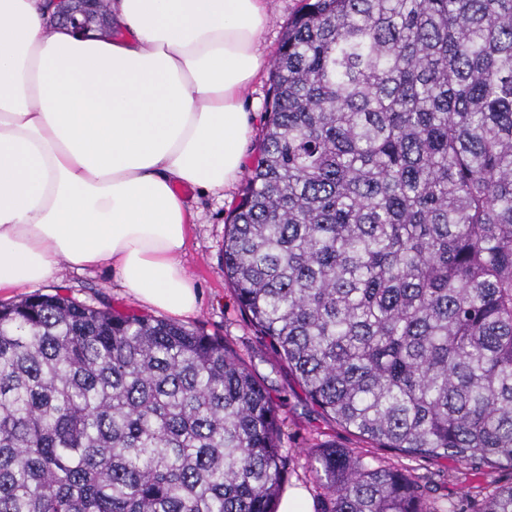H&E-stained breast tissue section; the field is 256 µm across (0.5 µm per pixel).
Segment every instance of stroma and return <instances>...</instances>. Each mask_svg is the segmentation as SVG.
<instances>
[{
  "label": "stroma",
  "instance_id": "obj_1",
  "mask_svg": "<svg viewBox=\"0 0 512 512\" xmlns=\"http://www.w3.org/2000/svg\"><path fill=\"white\" fill-rule=\"evenodd\" d=\"M299 5L300 0H268L269 21L260 43L265 61L273 60L288 20ZM241 194V188L237 187L222 195L198 192L189 195L195 222L190 227L182 261L197 290L199 309L183 317L181 323L190 330L223 339L227 350L267 388L279 409L281 446L288 460L286 486L305 489L313 500V512H323L325 491L309 467V452L329 442L354 449L373 466L403 472L422 487L431 502L442 503L467 495L481 497L494 487L512 482L510 470L480 473L450 459L430 460L377 447L337 424L310 400L294 373L256 332L224 276L225 222ZM36 291L60 293L78 302L107 306L121 313L148 312L147 307L122 287L116 272L107 269H68L58 280L1 293L0 302H15Z\"/></svg>",
  "mask_w": 512,
  "mask_h": 512
}]
</instances>
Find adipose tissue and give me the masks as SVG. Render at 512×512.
Segmentation results:
<instances>
[{"instance_id": "1", "label": "adipose tissue", "mask_w": 512, "mask_h": 512, "mask_svg": "<svg viewBox=\"0 0 512 512\" xmlns=\"http://www.w3.org/2000/svg\"><path fill=\"white\" fill-rule=\"evenodd\" d=\"M56 0H0V291L107 268L141 304L196 312L181 187L238 183L266 0H111L72 35Z\"/></svg>"}]
</instances>
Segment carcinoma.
I'll return each mask as SVG.
<instances>
[{
  "instance_id": "1",
  "label": "carcinoma",
  "mask_w": 512,
  "mask_h": 512,
  "mask_svg": "<svg viewBox=\"0 0 512 512\" xmlns=\"http://www.w3.org/2000/svg\"><path fill=\"white\" fill-rule=\"evenodd\" d=\"M224 274L381 448L512 470V0H301ZM324 512H439L349 448ZM276 405L224 342L60 294L0 305V512H275ZM448 512H512V483Z\"/></svg>"
}]
</instances>
